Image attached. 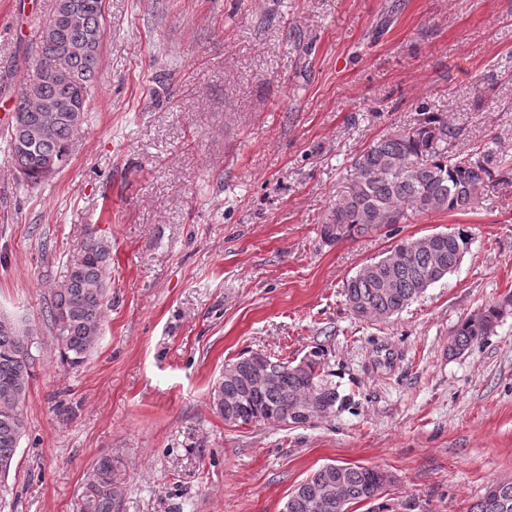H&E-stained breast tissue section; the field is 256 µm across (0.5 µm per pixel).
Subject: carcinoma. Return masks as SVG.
<instances>
[{
    "mask_svg": "<svg viewBox=\"0 0 512 512\" xmlns=\"http://www.w3.org/2000/svg\"><path fill=\"white\" fill-rule=\"evenodd\" d=\"M100 0H55L54 10L40 32L35 76L18 91L8 151L14 168L25 174L23 181L38 186L60 172L68 162L69 143L94 108V90L100 66V47L105 35ZM67 57V75L56 78L51 62ZM421 118L410 128L374 141L354 157V183L336 202L332 219L321 226L328 244L367 234L381 226L399 223L404 211L466 213L480 201L487 183L512 177V155H450L448 138L454 135L448 115L421 108ZM470 236L451 232L432 240L428 247L366 265L346 281L344 297L358 318L386 321L400 313L424 292L423 283L450 273L468 252ZM111 248L94 232L87 234L81 258L66 279L53 290L48 317L60 346L62 362L74 369L94 351L103 329L108 303L107 270ZM512 308L509 293L482 309V321L466 318L448 343V354L456 355L483 342L502 318V307ZM35 338L24 322L0 314V483L8 477L26 424L23 408L35 376ZM240 356V376L221 377L210 388L214 410L232 424H278L288 421L304 425L317 418L304 403L315 396L316 404L341 408L349 398L325 371L324 351L310 352L293 364L274 359L280 370L278 381L254 389L248 383ZM321 488L337 487L343 495L329 512H349L356 504L369 503L367 512H394L385 491L394 479L376 467L323 465L303 483ZM94 512H118L112 494V460L103 458L91 484ZM283 512H320L311 500L294 488ZM470 512H512V477L498 478L485 487Z\"/></svg>",
    "mask_w": 512,
    "mask_h": 512,
    "instance_id": "obj_1",
    "label": "carcinoma"
}]
</instances>
